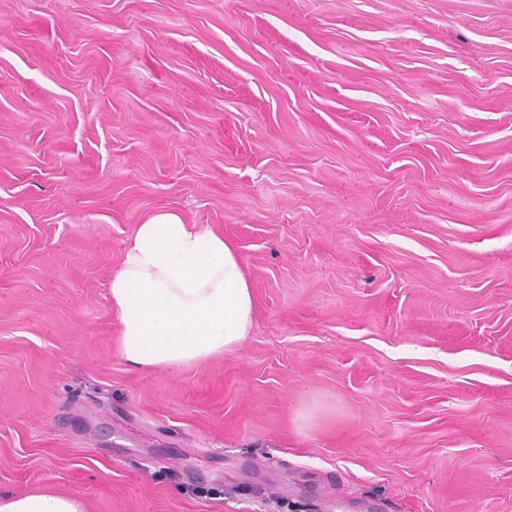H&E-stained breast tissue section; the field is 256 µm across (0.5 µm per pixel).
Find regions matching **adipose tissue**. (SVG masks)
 <instances>
[{
	"mask_svg": "<svg viewBox=\"0 0 512 512\" xmlns=\"http://www.w3.org/2000/svg\"><path fill=\"white\" fill-rule=\"evenodd\" d=\"M120 329L115 353L133 369L172 375L239 347L253 324L244 263L223 233L174 211L134 230L109 285ZM0 512H88L84 500L49 490L0 493Z\"/></svg>",
	"mask_w": 512,
	"mask_h": 512,
	"instance_id": "adipose-tissue-1",
	"label": "adipose tissue"
}]
</instances>
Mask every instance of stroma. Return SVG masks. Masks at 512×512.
I'll return each mask as SVG.
<instances>
[{
    "label": "stroma",
    "instance_id": "35a3bbf8",
    "mask_svg": "<svg viewBox=\"0 0 512 512\" xmlns=\"http://www.w3.org/2000/svg\"><path fill=\"white\" fill-rule=\"evenodd\" d=\"M159 210L255 321L113 350ZM328 411L292 428L299 392ZM89 512H512V0H0V492Z\"/></svg>",
    "mask_w": 512,
    "mask_h": 512
}]
</instances>
